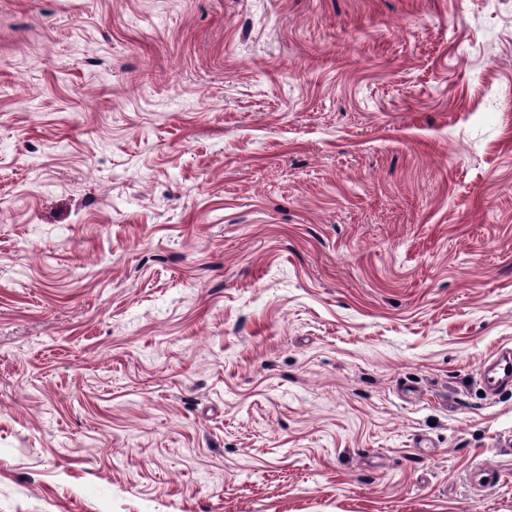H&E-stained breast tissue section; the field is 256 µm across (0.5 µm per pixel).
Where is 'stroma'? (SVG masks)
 <instances>
[{
  "instance_id": "35a3bbf8",
  "label": "stroma",
  "mask_w": 512,
  "mask_h": 512,
  "mask_svg": "<svg viewBox=\"0 0 512 512\" xmlns=\"http://www.w3.org/2000/svg\"><path fill=\"white\" fill-rule=\"evenodd\" d=\"M503 348L512 0H0V512H512ZM480 378L487 391L495 395L506 386L512 385V354L502 353L490 363L485 362L480 372Z\"/></svg>"
}]
</instances>
